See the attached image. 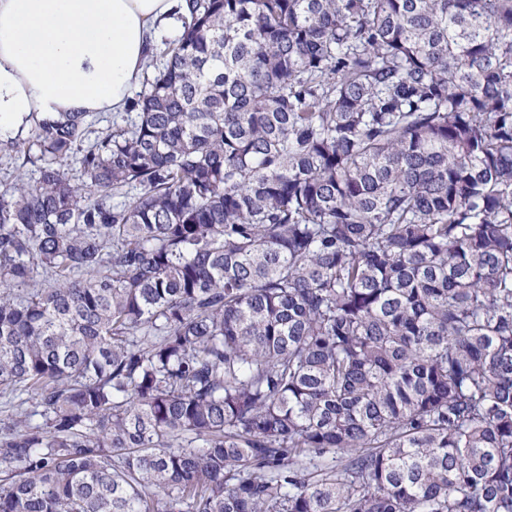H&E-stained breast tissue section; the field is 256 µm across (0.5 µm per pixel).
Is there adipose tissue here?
<instances>
[{
	"instance_id": "adipose-tissue-1",
	"label": "adipose tissue",
	"mask_w": 512,
	"mask_h": 512,
	"mask_svg": "<svg viewBox=\"0 0 512 512\" xmlns=\"http://www.w3.org/2000/svg\"><path fill=\"white\" fill-rule=\"evenodd\" d=\"M184 0H0V132L124 111Z\"/></svg>"
}]
</instances>
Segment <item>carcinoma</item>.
Segmentation results:
<instances>
[{
	"label": "carcinoma",
	"instance_id": "obj_1",
	"mask_svg": "<svg viewBox=\"0 0 512 512\" xmlns=\"http://www.w3.org/2000/svg\"><path fill=\"white\" fill-rule=\"evenodd\" d=\"M187 2L0 137V512H512V0Z\"/></svg>",
	"mask_w": 512,
	"mask_h": 512
}]
</instances>
